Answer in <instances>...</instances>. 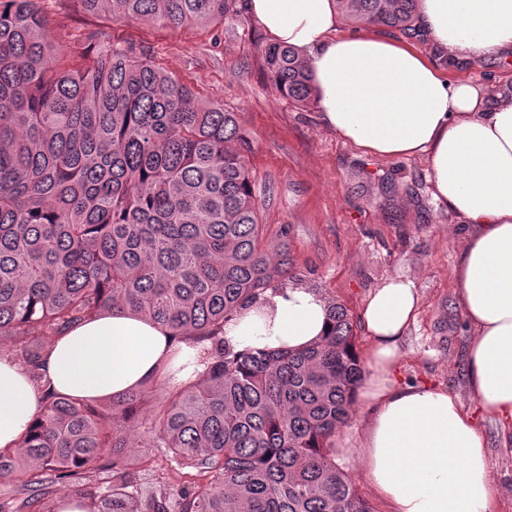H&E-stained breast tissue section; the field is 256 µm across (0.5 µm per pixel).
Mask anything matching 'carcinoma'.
Masks as SVG:
<instances>
[{
  "mask_svg": "<svg viewBox=\"0 0 512 512\" xmlns=\"http://www.w3.org/2000/svg\"><path fill=\"white\" fill-rule=\"evenodd\" d=\"M87 14L172 30L215 25L237 0H75ZM418 0H339L351 23L420 37ZM39 0H0V342L36 379L64 330L122 308L210 343L193 384L161 382L92 405L47 396L0 478L40 507L69 486L90 512H374L336 465L364 369L347 307L331 304L323 341L302 351H237L224 325L275 280L235 115L156 62L114 42L62 69ZM268 82L298 105L311 77L296 51L261 49ZM163 448L207 479L172 494L134 465Z\"/></svg>",
  "mask_w": 512,
  "mask_h": 512,
  "instance_id": "1",
  "label": "carcinoma"
}]
</instances>
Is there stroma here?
I'll return each mask as SVG.
<instances>
[{"mask_svg": "<svg viewBox=\"0 0 512 512\" xmlns=\"http://www.w3.org/2000/svg\"><path fill=\"white\" fill-rule=\"evenodd\" d=\"M40 5L51 38L69 40L75 53L90 58L101 51V43L84 41L98 29L117 42L151 46L161 66L234 113L248 143L244 155L262 202L265 243L287 250L293 281L315 286L354 314L387 278L415 283L421 306L401 343L397 377L458 395L487 442L493 512H512V443H504L500 423L466 389L470 336L452 278L464 233L433 196L427 159L362 154L324 126L317 105L302 108L280 97L262 70L259 47L268 38L248 12L213 27L173 31L88 15L75 0ZM447 71L493 95L512 91L511 53Z\"/></svg>", "mask_w": 512, "mask_h": 512, "instance_id": "stroma-1", "label": "stroma"}]
</instances>
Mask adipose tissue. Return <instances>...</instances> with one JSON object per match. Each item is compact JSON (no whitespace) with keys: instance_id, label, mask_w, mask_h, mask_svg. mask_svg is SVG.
Masks as SVG:
<instances>
[{"instance_id":"obj_1","label":"adipose tissue","mask_w":512,"mask_h":512,"mask_svg":"<svg viewBox=\"0 0 512 512\" xmlns=\"http://www.w3.org/2000/svg\"><path fill=\"white\" fill-rule=\"evenodd\" d=\"M274 42L299 51L324 124L364 154L426 156L434 197L465 227L453 268L471 341L468 388L512 437V93L489 95L450 78L434 59L375 31L341 33L337 0H246ZM417 26L449 56L480 62L512 53V0H418ZM420 296L408 278H387L364 300L369 374L358 391L366 417L339 440L390 512H492L488 452L452 391L398 383L399 345ZM330 325L315 287L267 290L224 328L238 350L300 349ZM201 348L124 309L66 330L49 347L41 380L0 353V448L18 447L42 414L44 389L81 402L125 394L156 380L199 381Z\"/></svg>"}]
</instances>
